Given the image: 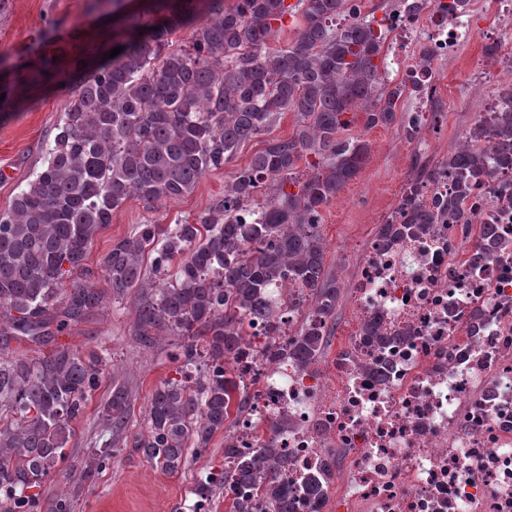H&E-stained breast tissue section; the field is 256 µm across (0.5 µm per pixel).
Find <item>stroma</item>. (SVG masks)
<instances>
[{
	"label": "stroma",
	"mask_w": 512,
	"mask_h": 512,
	"mask_svg": "<svg viewBox=\"0 0 512 512\" xmlns=\"http://www.w3.org/2000/svg\"><path fill=\"white\" fill-rule=\"evenodd\" d=\"M148 0H0V213L7 212L15 196L41 169L69 105L65 80L76 61L93 63L121 45L131 14L141 22L155 20L145 12ZM484 44L474 40L457 55L438 60L443 82L439 97L444 104L440 116L423 121L415 140H407L404 125L420 111L422 103L405 99L390 126L355 124L348 136L370 144L367 161L324 210L322 234L326 244L325 269L342 286L336 306V322L353 319L348 285L361 252L380 224L398 206L412 171V159L429 163L446 158L461 142L482 109L475 94L479 75L477 57ZM293 115H285L264 136L241 147L224 169L207 173L194 191L181 199L148 205L131 201L112 213V222L95 237L88 263L97 267L112 240L129 235L139 224H174L195 220L224 197V186L247 166L252 155L269 139L291 135ZM91 285L103 296V305L72 326L68 342L80 351L106 350L114 364V378L103 379L90 398L83 418L74 423L65 448L63 475L47 481L46 493H56L67 480L79 481L75 512H186L195 498L190 490L196 482L224 465V436L216 434L206 452L188 450V462L179 473L169 474L148 462L131 445H124L112 466L92 481L79 477L95 443L108 439L99 410L122 383L129 395L126 436L140 432L145 407L153 389L174 376L177 339L165 333L143 345L134 336V313L138 290H130L121 301H113L111 285L97 275Z\"/></svg>",
	"instance_id": "35a3bbf8"
}]
</instances>
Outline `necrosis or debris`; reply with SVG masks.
<instances>
[{
    "label": "necrosis or debris",
    "instance_id": "1",
    "mask_svg": "<svg viewBox=\"0 0 512 512\" xmlns=\"http://www.w3.org/2000/svg\"><path fill=\"white\" fill-rule=\"evenodd\" d=\"M392 39L422 40L433 59L512 27V0H469L435 24L397 13ZM464 207L475 231L400 225L375 236L351 287L355 319L320 365L269 360L312 311L305 289L270 288L284 304L276 332L253 317L236 362L253 409L234 425L237 447L275 442L274 474L294 489L289 512H512V169L475 187ZM315 476L323 495L299 485Z\"/></svg>",
    "mask_w": 512,
    "mask_h": 512
}]
</instances>
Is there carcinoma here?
Returning a JSON list of instances; mask_svg holds the SVG:
<instances>
[{
    "mask_svg": "<svg viewBox=\"0 0 512 512\" xmlns=\"http://www.w3.org/2000/svg\"><path fill=\"white\" fill-rule=\"evenodd\" d=\"M419 14L429 6L445 15L466 9L429 0H401ZM364 0H177L152 26L132 27L116 56L95 66L76 64L78 80L54 144L34 179L0 215V336L53 345L31 358L0 352V512H74L75 493L46 499L43 487L64 459L72 423L110 368L104 352L82 353L57 338L101 306L91 288L87 259L112 211L129 201L157 203L192 192L207 173L224 167L241 145L286 112L293 133L270 139L224 188V200L196 223L138 224L112 240L99 263L112 297L137 288L135 326L179 339L175 376L152 391L136 447L168 473L181 470L186 448L207 449L230 417L251 410L237 384L235 359L248 335L247 316L277 320L266 300L279 282L304 288L311 317L278 355L302 367L317 364L332 335L340 296L327 276L322 211L364 167L370 145L341 133L363 114L368 127L397 121L402 101L422 92L391 85L384 60L388 29ZM300 16L289 47L270 46L285 18ZM191 29V49H169V36ZM495 140V166L512 167V92L499 110L476 121L465 142L433 165L415 160L413 182L401 199L410 224L445 216L470 224L460 203L470 184L492 176L487 156L472 149ZM317 169L295 179L299 165ZM454 175L448 199L423 206L421 184L440 170ZM128 394L117 386L102 424L117 434L128 423ZM112 448L91 452L86 480L112 466ZM233 467L210 472L191 489L189 512H252L256 500L279 505L288 486L269 470L279 449L251 454L224 436Z\"/></svg>",
    "mask_w": 512,
    "mask_h": 512,
    "instance_id": "1",
    "label": "carcinoma"
}]
</instances>
